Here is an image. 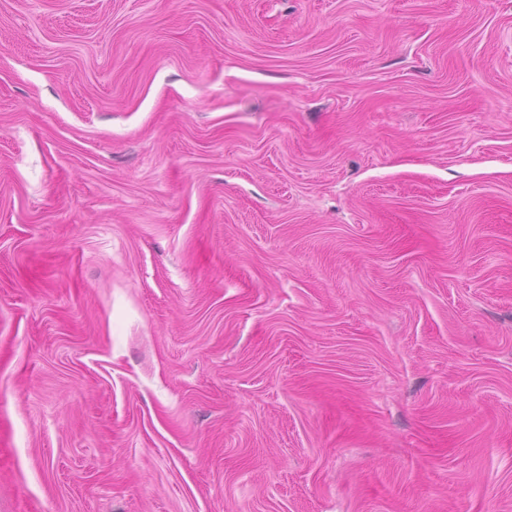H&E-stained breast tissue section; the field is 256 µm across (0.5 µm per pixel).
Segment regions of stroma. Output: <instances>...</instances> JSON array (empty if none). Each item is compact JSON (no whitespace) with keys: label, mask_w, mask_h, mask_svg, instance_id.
I'll list each match as a JSON object with an SVG mask.
<instances>
[{"label":"stroma","mask_w":512,"mask_h":512,"mask_svg":"<svg viewBox=\"0 0 512 512\" xmlns=\"http://www.w3.org/2000/svg\"><path fill=\"white\" fill-rule=\"evenodd\" d=\"M0 512H512V0H0Z\"/></svg>","instance_id":"stroma-1"}]
</instances>
